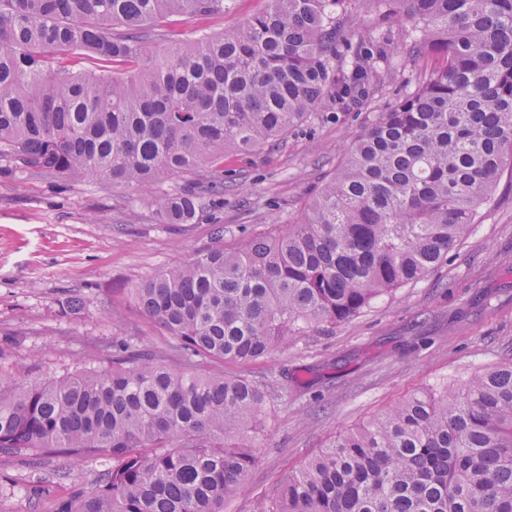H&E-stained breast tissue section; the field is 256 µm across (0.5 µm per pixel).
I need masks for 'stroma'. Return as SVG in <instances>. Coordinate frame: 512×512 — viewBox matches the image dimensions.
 Segmentation results:
<instances>
[{
	"label": "stroma",
	"mask_w": 512,
	"mask_h": 512,
	"mask_svg": "<svg viewBox=\"0 0 512 512\" xmlns=\"http://www.w3.org/2000/svg\"><path fill=\"white\" fill-rule=\"evenodd\" d=\"M266 0H228L223 15L168 17L182 37L219 32L263 11ZM364 112H321L275 145L224 158V201L193 223H161L150 201L182 185L166 176L134 191L93 180L31 174L0 158V372L28 380L85 366L99 348L129 342L178 367L174 338L135 305L145 277L215 245L296 223L345 157ZM79 299L80 309L67 307ZM512 361V175L502 174L470 236L423 278L383 295L358 317L312 324L250 363H212L201 372L244 375L268 395L263 445L240 494L224 512H252L334 436L366 424L411 394L458 384ZM105 458L67 455L32 463L0 451V512H36L31 488L67 475L92 483Z\"/></svg>",
	"instance_id": "stroma-1"
}]
</instances>
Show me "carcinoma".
<instances>
[{"label":"carcinoma","instance_id":"obj_1","mask_svg":"<svg viewBox=\"0 0 512 512\" xmlns=\"http://www.w3.org/2000/svg\"><path fill=\"white\" fill-rule=\"evenodd\" d=\"M224 2L0 0V157L132 190L195 176L154 201L162 223L191 224L202 181L224 192V153L326 106L361 110L404 54L432 64L361 125L297 223L135 289L184 366L121 342L50 380L0 373V451L112 460L90 486L33 487L48 512H224L258 459L266 392L196 359L255 361L309 324L354 319L468 237L512 170V0H267L221 33L151 46L161 19ZM75 50L105 71L75 69ZM254 512H512V364L338 436Z\"/></svg>","mask_w":512,"mask_h":512}]
</instances>
